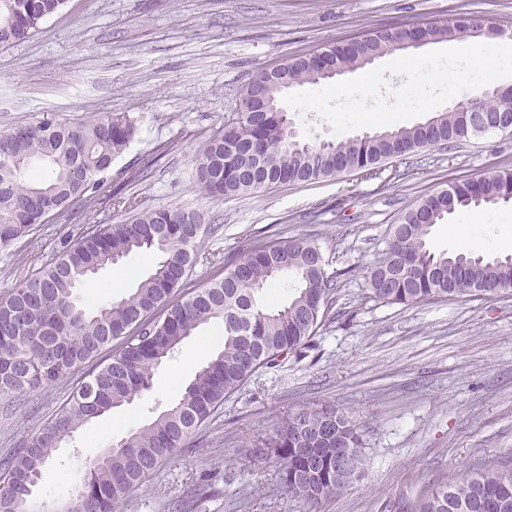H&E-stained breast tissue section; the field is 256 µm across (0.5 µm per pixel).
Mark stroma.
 I'll list each match as a JSON object with an SVG mask.
<instances>
[{"instance_id":"obj_1","label":"stroma","mask_w":512,"mask_h":512,"mask_svg":"<svg viewBox=\"0 0 512 512\" xmlns=\"http://www.w3.org/2000/svg\"><path fill=\"white\" fill-rule=\"evenodd\" d=\"M478 13L512 44V0H65L27 40L0 46V130L46 119L122 113L137 133L101 175L92 201L0 246V296L51 263L88 223L127 220L139 210L198 212L212 262L197 263L190 288L224 274L250 239H302L321 251L338 292L328 319L298 351L260 369L158 467L120 512H397L426 485L469 478L484 463L512 468V290L415 305L372 300L370 270L392 224L448 182L512 169V137L486 135L453 148L419 150L379 178L345 173L252 193L212 196L195 181L203 142L235 118L243 89L261 69L353 34L445 23ZM512 202L452 214L435 225L438 253L504 252ZM133 253L78 289L103 304L135 288L151 269ZM200 326L155 372L132 404L86 424L42 471L38 507L52 512L83 465L173 403L207 353ZM82 371L12 396L0 410V457L27 443L67 399ZM331 404L364 431L359 482L319 506L288 495L279 466L244 471L241 459L288 414Z\"/></svg>"}]
</instances>
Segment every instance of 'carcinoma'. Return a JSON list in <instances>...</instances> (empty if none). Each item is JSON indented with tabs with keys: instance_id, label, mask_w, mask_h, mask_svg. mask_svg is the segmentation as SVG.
I'll list each match as a JSON object with an SVG mask.
<instances>
[{
	"instance_id": "obj_1",
	"label": "carcinoma",
	"mask_w": 512,
	"mask_h": 512,
	"mask_svg": "<svg viewBox=\"0 0 512 512\" xmlns=\"http://www.w3.org/2000/svg\"><path fill=\"white\" fill-rule=\"evenodd\" d=\"M65 0H0V45L23 41ZM476 16L421 27L438 41H478ZM398 29L357 37V47H331L348 71L364 59L395 54ZM294 85L328 79L304 54L279 66ZM277 78L258 71L240 100L237 121L212 136L196 157L199 186L211 194L255 192L278 184L336 177L378 168L422 148L472 136L464 107L437 112L430 126L375 131L336 143L288 142V113L279 107ZM134 124L122 114L95 115L76 125L43 121L3 133L0 142V245H8L60 215L93 190L129 145ZM47 165L39 180L33 163ZM512 195V170L479 175L420 199L392 225L382 260L370 271L372 297L411 305L462 296H494L512 288V254L486 259L470 253L436 254L427 244L434 225L464 208L497 204ZM203 217L179 208L146 210L121 224H93L38 274L0 298V395L20 394L62 379L118 342L89 371L66 404L22 448L0 462V512H35L26 478L42 472L62 444L86 423L130 404L153 388L155 370L203 324L220 322L224 340L178 401L86 462L82 480L62 504L69 512H117L145 479L258 370L304 345L324 325L336 293L319 248L293 239L247 245L224 265V275L185 296L187 270L200 255ZM132 252L160 260L128 295L94 310L76 304L86 278ZM281 276L294 281L288 302L269 308L264 296ZM361 427L330 404L305 406L244 454L246 469L274 459L280 480L306 503L350 488L363 476ZM405 512H512V470L486 464L475 477L444 483L405 505Z\"/></svg>"
}]
</instances>
